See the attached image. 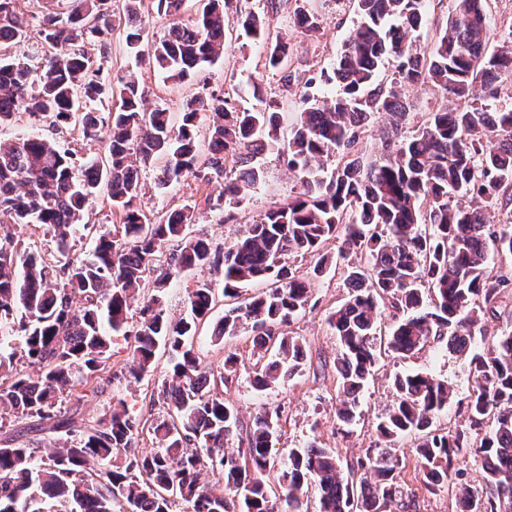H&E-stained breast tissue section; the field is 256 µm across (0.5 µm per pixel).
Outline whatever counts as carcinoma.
I'll list each match as a JSON object with an SVG mask.
<instances>
[{"label": "carcinoma", "mask_w": 512, "mask_h": 512, "mask_svg": "<svg viewBox=\"0 0 512 512\" xmlns=\"http://www.w3.org/2000/svg\"><path fill=\"white\" fill-rule=\"evenodd\" d=\"M183 2L125 0L116 16L111 0H68L63 11L46 0L28 50L30 21L20 0H0V124L23 110L55 131L80 127L102 150L77 172L72 152L54 137L0 142V419H33L60 435L44 463L33 448L0 444V512H170L176 499L191 512H307L311 485L320 512H389L393 505L412 512L415 501L403 498L396 481L395 446L406 436L414 437L416 468L429 493H453L460 512H512V320L486 349H473L486 322L500 319L512 287V106L497 94L499 82L512 77V31L489 48L486 0H454L450 21L426 51L419 43L424 0H354L360 22L336 67L320 72L339 93L320 101L307 92L316 78L288 68V43L270 36L268 16L250 12L240 24L246 36L265 41L264 67L279 72L285 91L306 88L285 140L280 104L259 83L250 86L257 102L251 108L235 89L187 99L175 128L166 110L145 107L147 91L138 82L114 86L107 79L104 62L118 27L126 46L168 79L181 81L224 56L233 0H205L188 23L178 19ZM153 11L176 21L142 51ZM293 23L310 37L319 31V18L304 9ZM92 43L100 47L97 62L88 55ZM387 63L394 73L385 83L377 77ZM421 80L445 103L407 135L403 124L414 104L404 88ZM201 112L212 118L204 154L196 131ZM379 113L389 116L390 127L381 131V155L367 159L358 145ZM273 150L296 174L298 191L222 249L192 234L195 210L152 219L136 204L139 168L160 156L158 190L185 176L211 175L224 180V190L206 204L223 212L264 181L260 160ZM335 151L341 159L329 171L324 159ZM103 192L119 219L110 229L85 222ZM25 224L46 229L54 254L46 258L22 244L14 228ZM79 227L96 245L74 258ZM332 238L341 239L337 254L321 252ZM292 256L314 260L315 276L340 271L349 288L327 318L342 346L341 424L352 421L376 364L373 336L384 308L391 320L386 348L395 356L444 343L468 360L469 425H435L455 397L447 382L420 372L398 376L392 409L377 425L382 446L345 465L315 439L290 454L277 478L283 494L276 493L266 474L281 409H264L243 424L218 388L236 372V357L227 356L217 374L205 370L189 339L208 322L220 291L230 307L213 336H236L248 323L256 347L275 349V359L254 372V387L267 390L302 373L305 348L287 327L308 303L310 279L288 263ZM204 266L220 283L187 289L179 320L168 319L157 297L139 302L147 275L162 288ZM263 279L273 280L270 288L240 299L242 288ZM134 309L139 319L131 324ZM118 336L132 343L128 362L116 369ZM161 342L172 366L159 396L171 412L149 428L155 448L136 449L144 426L123 398L81 425L64 408L79 385L139 381ZM21 362L37 371L21 370ZM470 458L481 469L478 485L462 482L461 464ZM204 469L224 476V489L200 483Z\"/></svg>", "instance_id": "cac0c4a2"}]
</instances>
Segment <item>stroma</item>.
Wrapping results in <instances>:
<instances>
[{"mask_svg": "<svg viewBox=\"0 0 512 512\" xmlns=\"http://www.w3.org/2000/svg\"><path fill=\"white\" fill-rule=\"evenodd\" d=\"M238 8V13L230 14L225 24L224 56L214 66L183 82H172L150 66L147 60L135 58L122 37L116 36L111 46L113 79L131 77L138 80L149 91V105L161 106L175 118L179 117L183 102L190 97L219 95L235 87L245 91L257 81L267 96L282 101L281 127L289 129L301 101L294 95L284 96L277 75L263 66L265 44L242 37L238 15L242 12L267 14L272 29L282 33L289 43L292 70L304 76L311 71H328L335 66L344 40L359 23L352 0H238ZM300 8L319 17L321 31L318 37L306 38L294 27V12ZM263 162L266 171L264 182L253 189L240 205L230 209L228 219H221L218 213L204 208L206 195H217L220 183L188 176L161 192L154 187L158 170L154 164L141 171L145 193L137 204L152 217L178 207H196L198 222L192 225V233L205 235L214 246L220 247L243 234L254 220L296 189L297 184L281 158L268 154ZM347 294V285L337 272L329 271L312 278L308 304L290 326L293 335L299 337L307 349L309 365L301 375L265 391L255 390L250 381L255 364L262 356L261 350L253 343L250 328H242L235 337L219 340L211 336L208 328L202 327L191 340L203 366L210 370H222L225 357L231 353L237 355L238 370L226 384L224 396L239 408L242 421H251L262 408H281L279 431L272 449L274 472H281L287 467L293 450L306 447L316 438L326 447L336 450L341 459L351 462L365 456L376 446V427L392 406L395 397L393 380L404 373L422 371L448 381L456 392V399L439 414L437 423L442 427H463L468 423L465 404L471 387L468 363L439 344L411 358L391 354L382 356L360 396L351 430L343 429L336 419L339 391L334 371V362L341 347L327 323V316ZM168 367V354L161 350L157 353L154 370L140 381L112 385L98 391L85 390L77 406V419L89 421L97 418L117 395L144 419L153 420L165 415L167 407L159 398L158 389L168 374ZM9 439L34 447L37 458L43 459L53 450L57 435L48 425L37 428L30 421L10 418L0 422V443ZM396 454L402 462L397 481L406 493L416 496L419 512H453L451 495L445 492L433 495L424 490L415 470L411 438L397 443Z\"/></svg>", "mask_w": 512, "mask_h": 512, "instance_id": "35a3bbf8", "label": "stroma"}]
</instances>
